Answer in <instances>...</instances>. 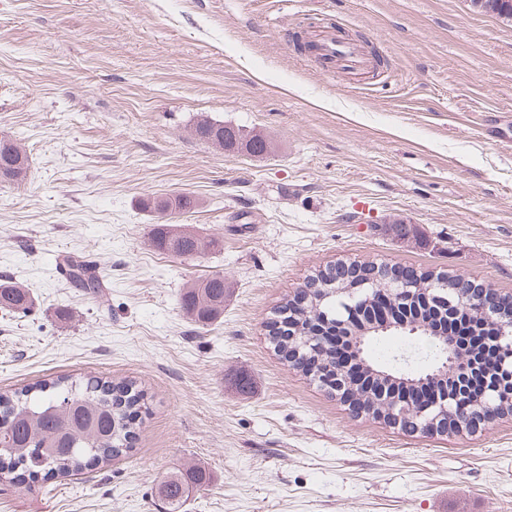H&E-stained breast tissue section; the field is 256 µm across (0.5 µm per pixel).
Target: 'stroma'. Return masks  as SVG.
I'll use <instances>...</instances> for the list:
<instances>
[{
    "mask_svg": "<svg viewBox=\"0 0 512 512\" xmlns=\"http://www.w3.org/2000/svg\"><path fill=\"white\" fill-rule=\"evenodd\" d=\"M322 20L380 56L368 84L298 49ZM509 113L512 20L471 0H0V137L30 163L0 186V279L34 297L0 311V392L95 375L146 402L130 452L0 481V512H166L157 485L186 467L208 482L185 512H512V416L448 436L354 416L266 331L340 260L512 293ZM203 116L270 153L197 140ZM181 194L193 212L145 206ZM163 222L219 245L165 254L150 243ZM68 253L93 261L102 298L57 273ZM215 274L224 313L195 324L180 294Z\"/></svg>",
    "mask_w": 512,
    "mask_h": 512,
    "instance_id": "obj_1",
    "label": "stroma"
}]
</instances>
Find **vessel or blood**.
I'll return each instance as SVG.
<instances>
[{"label":"vessel or blood","instance_id":"1","mask_svg":"<svg viewBox=\"0 0 512 512\" xmlns=\"http://www.w3.org/2000/svg\"><path fill=\"white\" fill-rule=\"evenodd\" d=\"M307 42L311 55L329 75L364 83L378 66L365 40L348 36L341 26L322 23L308 34Z\"/></svg>","mask_w":512,"mask_h":512}]
</instances>
